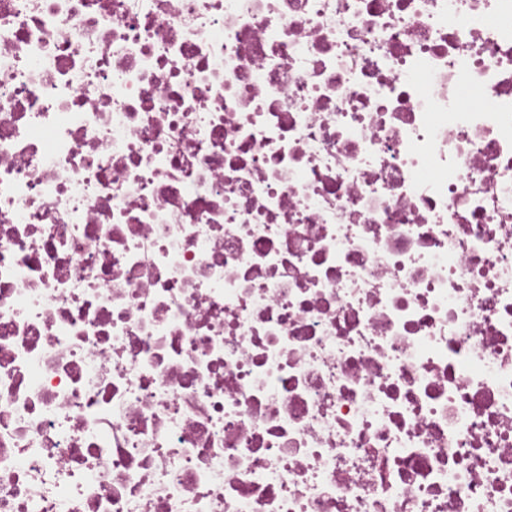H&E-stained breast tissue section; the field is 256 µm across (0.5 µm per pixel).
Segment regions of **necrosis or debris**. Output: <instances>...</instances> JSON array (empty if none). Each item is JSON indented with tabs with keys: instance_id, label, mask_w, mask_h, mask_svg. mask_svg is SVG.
<instances>
[{
	"instance_id": "obj_1",
	"label": "necrosis or debris",
	"mask_w": 512,
	"mask_h": 512,
	"mask_svg": "<svg viewBox=\"0 0 512 512\" xmlns=\"http://www.w3.org/2000/svg\"><path fill=\"white\" fill-rule=\"evenodd\" d=\"M0 512H512V0H0Z\"/></svg>"
}]
</instances>
